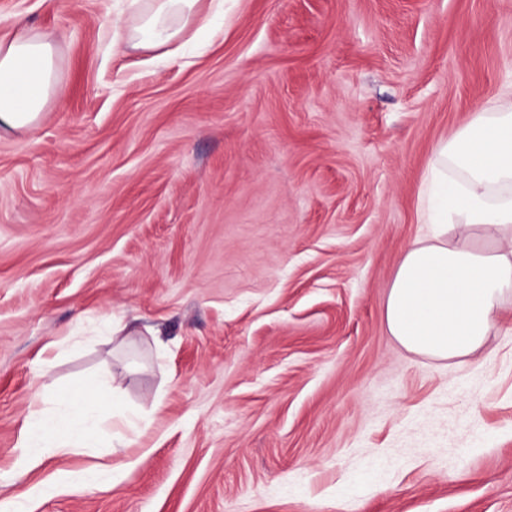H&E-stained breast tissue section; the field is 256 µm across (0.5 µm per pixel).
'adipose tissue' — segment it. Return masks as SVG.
I'll return each mask as SVG.
<instances>
[{
  "mask_svg": "<svg viewBox=\"0 0 512 512\" xmlns=\"http://www.w3.org/2000/svg\"><path fill=\"white\" fill-rule=\"evenodd\" d=\"M198 0H150L128 33L131 47L148 49L179 41ZM58 47L46 34L18 22L0 38V129L27 131L38 124L61 88ZM461 179L449 178V169ZM420 221L433 240L408 248L387 297L392 336L408 351L448 359L481 349L505 300L512 299V110L481 112L442 144L420 192ZM458 218V240L448 244L449 218ZM491 241L475 245L473 231ZM53 420L31 412L23 447L47 443L68 448L92 443L99 406L60 396Z\"/></svg>",
  "mask_w": 512,
  "mask_h": 512,
  "instance_id": "obj_1",
  "label": "adipose tissue"
}]
</instances>
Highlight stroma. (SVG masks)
Returning a JSON list of instances; mask_svg holds the SVG:
<instances>
[{"label": "stroma", "instance_id": "stroma-1", "mask_svg": "<svg viewBox=\"0 0 512 512\" xmlns=\"http://www.w3.org/2000/svg\"><path fill=\"white\" fill-rule=\"evenodd\" d=\"M0 0L58 43L0 132V512H512V304L468 358L385 319L437 147L512 108V0ZM112 379L93 446L33 405ZM199 0H150L128 33L133 48L148 49L179 41L194 16Z\"/></svg>", "mask_w": 512, "mask_h": 512}]
</instances>
